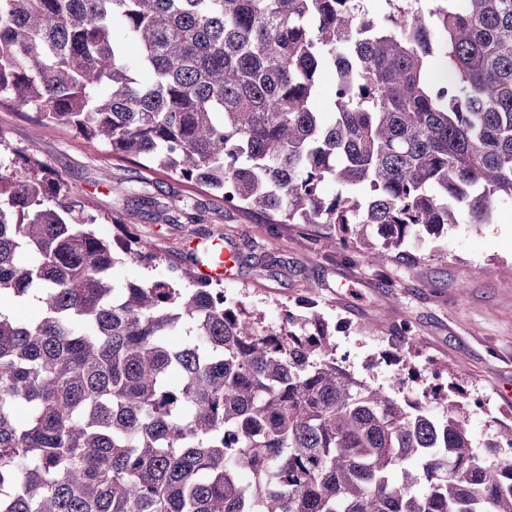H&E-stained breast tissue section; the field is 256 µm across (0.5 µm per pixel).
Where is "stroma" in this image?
<instances>
[{"mask_svg":"<svg viewBox=\"0 0 512 512\" xmlns=\"http://www.w3.org/2000/svg\"><path fill=\"white\" fill-rule=\"evenodd\" d=\"M13 151L35 154L61 175L102 233H111L116 215L151 242L163 257L156 274L188 264L194 250L224 238L248 257L223 281L225 292L260 310L267 323L312 297L335 330L337 359L357 378L419 398L435 383H454L480 444L500 423L512 424V402L499 397L512 391V202L500 203L490 223L450 226L438 241L411 238L404 258L379 267L328 255L312 226L269 234L262 215L225 207L136 162L113 160L105 147L60 125H35L27 109L9 103L0 106V155ZM141 194L186 208L189 220L147 218L136 201ZM263 256L275 259L273 270L261 268ZM369 322L378 333H364ZM406 323L415 331L409 338L399 333ZM447 365L453 376L442 375Z\"/></svg>","mask_w":512,"mask_h":512,"instance_id":"obj_1","label":"stroma"}]
</instances>
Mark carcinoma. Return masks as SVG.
<instances>
[{"instance_id": "carcinoma-1", "label": "carcinoma", "mask_w": 512, "mask_h": 512, "mask_svg": "<svg viewBox=\"0 0 512 512\" xmlns=\"http://www.w3.org/2000/svg\"><path fill=\"white\" fill-rule=\"evenodd\" d=\"M387 3L0 0V102L384 265L512 201V0ZM110 221L0 159V512H512L511 425L339 369L313 299L269 325L208 250L119 278L160 257Z\"/></svg>"}]
</instances>
